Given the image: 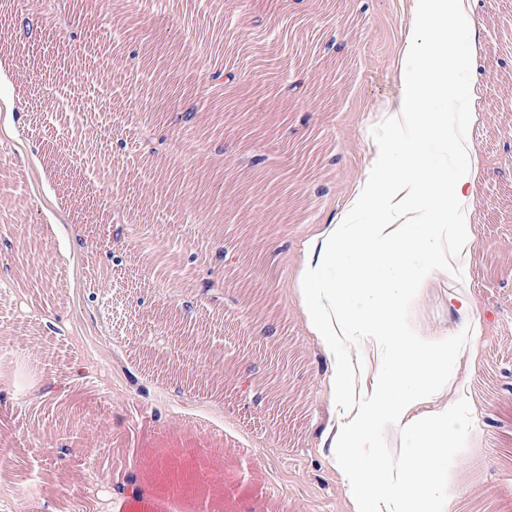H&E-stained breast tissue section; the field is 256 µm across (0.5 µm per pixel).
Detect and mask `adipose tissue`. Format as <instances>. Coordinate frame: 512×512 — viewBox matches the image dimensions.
<instances>
[{
  "mask_svg": "<svg viewBox=\"0 0 512 512\" xmlns=\"http://www.w3.org/2000/svg\"><path fill=\"white\" fill-rule=\"evenodd\" d=\"M470 0H413L398 71L401 96L368 174L345 211L324 231L318 257L303 266L298 294L307 325L333 355L338 401L345 420L337 450L345 488L374 512H446L448 497L437 468L448 459V440L467 433L469 401L452 400L435 419L413 416L416 404L435 397L448 382V363L473 336L470 326L431 339L403 312L427 275L451 270L470 257L472 170L457 164L473 150L471 128L433 109L442 99L468 108L471 91L458 73L464 55L448 50L460 36L457 22ZM444 151L439 164L425 158L428 141ZM367 223H356L358 215ZM374 343L384 369L371 394L357 395L349 363L336 357L351 340ZM390 416L419 437L416 450L385 459L375 451L373 428Z\"/></svg>",
  "mask_w": 512,
  "mask_h": 512,
  "instance_id": "1",
  "label": "adipose tissue"
}]
</instances>
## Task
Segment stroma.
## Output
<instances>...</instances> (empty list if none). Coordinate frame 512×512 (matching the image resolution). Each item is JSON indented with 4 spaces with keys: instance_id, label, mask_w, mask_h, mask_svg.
I'll use <instances>...</instances> for the list:
<instances>
[{
    "instance_id": "obj_1",
    "label": "stroma",
    "mask_w": 512,
    "mask_h": 512,
    "mask_svg": "<svg viewBox=\"0 0 512 512\" xmlns=\"http://www.w3.org/2000/svg\"><path fill=\"white\" fill-rule=\"evenodd\" d=\"M95 0L75 27L64 0H17L30 55L0 51L11 96L0 99V512H358L331 454L343 434L331 361L296 290L384 136L400 86L411 0ZM292 52L267 54L263 25ZM80 39H73V30ZM512 0H475L459 48L473 91L472 260L465 277L427 278L405 310L424 334L479 330L448 384L415 414L470 400V431L444 465L448 512H512ZM166 39L163 77L193 89L196 125L170 124L164 160L144 153L151 80L129 41ZM344 53L330 51L333 42ZM232 62L245 79L207 74ZM303 78L298 97L282 87ZM100 156L111 177L72 174L56 137ZM267 154L262 169L247 160ZM224 181L219 197L200 185ZM128 227L114 239L106 204ZM46 270L40 292L17 276L25 242ZM237 264L211 270L216 244ZM121 263L108 261L106 250ZM193 301L208 337L199 356L163 318ZM276 338L263 337L266 323ZM284 363L271 387V358ZM252 385L242 390L238 366ZM193 374L188 388L173 372ZM54 399H42L49 379ZM379 455L416 437L374 424Z\"/></svg>"
}]
</instances>
